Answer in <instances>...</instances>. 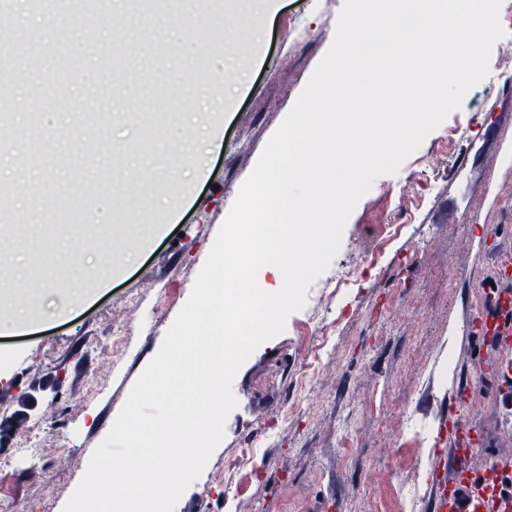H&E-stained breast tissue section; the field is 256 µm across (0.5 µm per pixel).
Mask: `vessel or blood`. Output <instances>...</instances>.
Masks as SVG:
<instances>
[{
	"label": "vessel or blood",
	"instance_id": "vessel-or-blood-1",
	"mask_svg": "<svg viewBox=\"0 0 512 512\" xmlns=\"http://www.w3.org/2000/svg\"><path fill=\"white\" fill-rule=\"evenodd\" d=\"M495 272L501 287L483 289L482 311L468 325L480 327L499 351L494 398L512 406V249L498 252ZM476 409L470 386H463L439 424L448 464L446 473L429 480L433 512H512V494L501 493L505 476H512V455L486 460L485 438L467 419Z\"/></svg>",
	"mask_w": 512,
	"mask_h": 512
}]
</instances>
